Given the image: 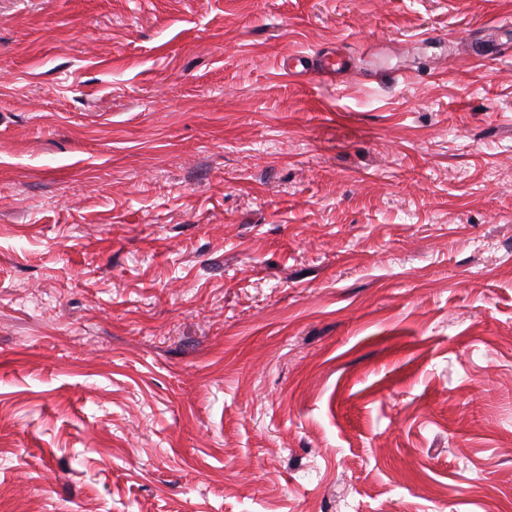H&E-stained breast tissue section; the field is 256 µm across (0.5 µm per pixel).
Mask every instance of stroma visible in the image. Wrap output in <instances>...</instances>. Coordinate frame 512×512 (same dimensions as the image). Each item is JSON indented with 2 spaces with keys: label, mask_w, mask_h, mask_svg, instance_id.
<instances>
[{
  "label": "stroma",
  "mask_w": 512,
  "mask_h": 512,
  "mask_svg": "<svg viewBox=\"0 0 512 512\" xmlns=\"http://www.w3.org/2000/svg\"><path fill=\"white\" fill-rule=\"evenodd\" d=\"M0 512H512V0H0ZM302 67L301 71H297V67ZM316 70L325 77L335 78L343 73L342 65L336 61L333 54L327 55L320 60H313L307 56H298L295 58V64L289 63L287 74L307 73L309 70Z\"/></svg>",
  "instance_id": "1"
}]
</instances>
